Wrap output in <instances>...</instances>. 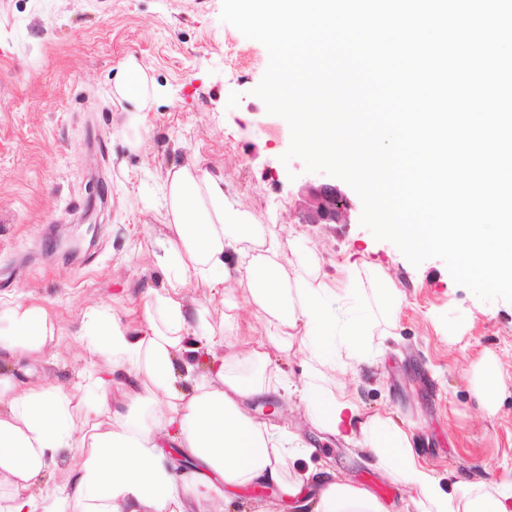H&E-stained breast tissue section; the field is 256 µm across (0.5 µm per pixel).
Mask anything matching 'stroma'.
<instances>
[{
  "label": "stroma",
  "mask_w": 512,
  "mask_h": 512,
  "mask_svg": "<svg viewBox=\"0 0 512 512\" xmlns=\"http://www.w3.org/2000/svg\"><path fill=\"white\" fill-rule=\"evenodd\" d=\"M221 8L222 0H0V310L23 295L67 334L90 306L138 326L142 293L165 284L150 254L164 227L155 211L130 209L128 198L160 184L171 166L202 157L259 223L283 226L281 262L313 247L320 272L355 265L359 302L377 324L379 363L333 381L358 388L368 411L412 427L421 460L438 474L498 477L512 467V302L480 300L440 259L412 265L359 217L296 218L300 187L328 176L306 171L298 158L282 162L290 128L253 94L268 52L223 23ZM131 56L157 89L137 153L117 133L125 115L111 96ZM86 220L97 225L94 243L68 255L62 240ZM380 273L402 294L396 309L379 303ZM254 323L241 307L226 334L235 347L226 372L260 375L245 354L264 336ZM483 363L498 370L489 406L473 390ZM81 365L74 346L50 341L39 357L10 359L7 370L38 385L69 382ZM250 409L259 420L289 423L312 448L309 459L287 460V473L329 467L350 483L387 487L388 512H417L402 484L312 426L299 394L256 399Z\"/></svg>",
  "instance_id": "35a3bbf8"
}]
</instances>
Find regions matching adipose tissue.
<instances>
[{"label":"adipose tissue","instance_id":"ef3b65f1","mask_svg":"<svg viewBox=\"0 0 512 512\" xmlns=\"http://www.w3.org/2000/svg\"><path fill=\"white\" fill-rule=\"evenodd\" d=\"M112 96L126 106L122 138L140 149L156 90L135 58L121 64ZM138 203L157 210L166 228L152 241L166 284L142 293L137 332L111 309L85 312V365L72 385L29 386L0 373V512H186L184 497L200 504L223 488L262 482L280 487L299 512H387L370 490L327 468L309 477L311 494L303 491L305 475L285 480L286 457L310 450L296 433L257 421L248 406L280 391L300 392L307 420L403 484L418 512H512V471L488 482L445 481L421 462L413 432L388 413L368 412L356 390L329 383L330 372L377 363L370 347L375 323L348 304L350 267L319 274L308 248L286 271L278 262L277 226L258 223L225 193L223 174L197 158L168 169L157 192ZM195 283L242 290L266 327L305 336L309 357L300 381L272 370L261 340L246 355L265 377L226 375L223 326L236 320V307L222 303L224 323L215 326L208 307L186 294ZM4 316L12 325L10 338L0 339L7 359L38 352L60 333L44 308L22 300ZM192 341L210 355L199 376L186 357ZM117 373L131 387L121 409L109 399ZM171 448L194 457L195 470L179 471ZM64 453L72 463L62 471Z\"/></svg>","mask_w":512,"mask_h":512}]
</instances>
